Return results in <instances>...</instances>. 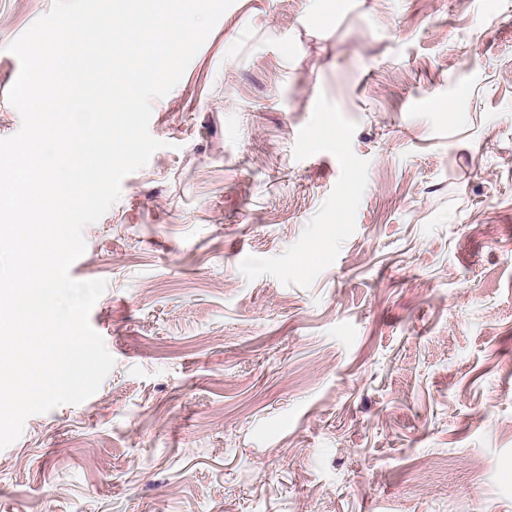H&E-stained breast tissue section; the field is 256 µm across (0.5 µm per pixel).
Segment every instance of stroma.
Instances as JSON below:
<instances>
[{
  "mask_svg": "<svg viewBox=\"0 0 512 512\" xmlns=\"http://www.w3.org/2000/svg\"><path fill=\"white\" fill-rule=\"evenodd\" d=\"M149 132L70 272L116 366L0 512H512V0H235Z\"/></svg>",
  "mask_w": 512,
  "mask_h": 512,
  "instance_id": "35a3bbf8",
  "label": "stroma"
}]
</instances>
